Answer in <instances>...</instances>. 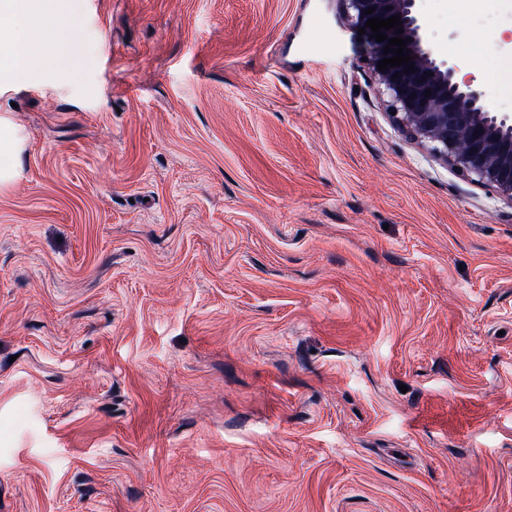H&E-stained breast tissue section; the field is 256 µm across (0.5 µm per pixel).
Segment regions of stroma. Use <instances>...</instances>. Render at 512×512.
<instances>
[{
	"instance_id": "obj_1",
	"label": "stroma",
	"mask_w": 512,
	"mask_h": 512,
	"mask_svg": "<svg viewBox=\"0 0 512 512\" xmlns=\"http://www.w3.org/2000/svg\"><path fill=\"white\" fill-rule=\"evenodd\" d=\"M0 88V512H512V203L344 0H68ZM498 77L512 0H422ZM24 148V137L10 122L0 117V186L18 176V159Z\"/></svg>"
}]
</instances>
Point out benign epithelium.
I'll list each match as a JSON object with an SVG mask.
<instances>
[{"label":"benign epithelium","instance_id":"7a95c632","mask_svg":"<svg viewBox=\"0 0 512 512\" xmlns=\"http://www.w3.org/2000/svg\"><path fill=\"white\" fill-rule=\"evenodd\" d=\"M345 2L353 27L365 29L368 64L398 124L462 176L494 188L512 202V116L493 112L483 91L470 81H459L455 65L434 57L420 23V0ZM369 8L373 13H365ZM394 15L400 16L404 33L392 28L384 31L387 40L376 41L367 20ZM397 36L408 40L412 72H405L404 65L378 70L380 60L394 57L384 48Z\"/></svg>","mask_w":512,"mask_h":512}]
</instances>
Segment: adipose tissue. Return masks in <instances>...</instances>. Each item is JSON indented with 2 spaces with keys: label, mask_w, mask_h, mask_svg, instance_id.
Returning <instances> with one entry per match:
<instances>
[{
  "label": "adipose tissue",
  "mask_w": 512,
  "mask_h": 512,
  "mask_svg": "<svg viewBox=\"0 0 512 512\" xmlns=\"http://www.w3.org/2000/svg\"><path fill=\"white\" fill-rule=\"evenodd\" d=\"M68 25L61 0H0V76L23 73L39 59L52 67L46 38Z\"/></svg>",
  "instance_id": "obj_1"
}]
</instances>
